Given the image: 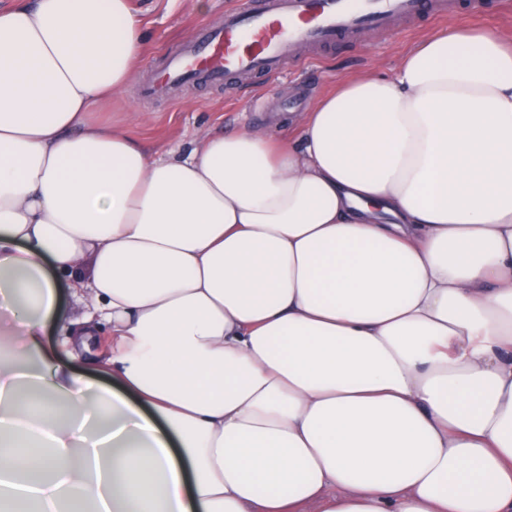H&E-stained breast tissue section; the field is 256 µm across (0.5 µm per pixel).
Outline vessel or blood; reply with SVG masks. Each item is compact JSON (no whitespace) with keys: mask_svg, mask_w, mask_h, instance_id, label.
Returning a JSON list of instances; mask_svg holds the SVG:
<instances>
[{"mask_svg":"<svg viewBox=\"0 0 512 512\" xmlns=\"http://www.w3.org/2000/svg\"><path fill=\"white\" fill-rule=\"evenodd\" d=\"M423 6V0H237L172 53L164 70L142 84L140 95L151 99L196 82L219 85L228 74L275 72L284 60L301 59L303 47L363 29L392 31Z\"/></svg>","mask_w":512,"mask_h":512,"instance_id":"vessel-or-blood-1","label":"vessel or blood"}]
</instances>
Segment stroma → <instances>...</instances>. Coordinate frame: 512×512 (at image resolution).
I'll return each instance as SVG.
<instances>
[{"mask_svg": "<svg viewBox=\"0 0 512 512\" xmlns=\"http://www.w3.org/2000/svg\"><path fill=\"white\" fill-rule=\"evenodd\" d=\"M131 2L143 26V63L100 118L123 126L132 138L160 154L190 147L205 130L220 133L247 127L295 142L301 112L318 96L344 80L393 77L402 56L424 39L473 26L512 39V0H485L487 16L479 20L470 19L459 8V0H428L426 13L412 22H398L395 33L365 30L314 50L302 63L285 62L276 73L232 76L220 87L196 83L145 100L139 95L142 82L162 70L166 57L194 34L197 25L220 19L234 0Z\"/></svg>", "mask_w": 512, "mask_h": 512, "instance_id": "stroma-1", "label": "stroma"}]
</instances>
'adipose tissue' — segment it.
<instances>
[{"label": "adipose tissue", "mask_w": 512, "mask_h": 512, "mask_svg": "<svg viewBox=\"0 0 512 512\" xmlns=\"http://www.w3.org/2000/svg\"><path fill=\"white\" fill-rule=\"evenodd\" d=\"M143 51L130 0L0 10V512H512V45L161 156L97 117ZM61 306L59 316L49 322L46 331V343L48 346H58L60 349L59 354L63 363L69 366L71 369L78 372H87L91 368V364L88 363L84 357L73 358L66 354L65 349L61 347L62 340L67 333L69 322L79 312V305L76 299L72 295L71 290L67 285L61 288Z\"/></svg>", "instance_id": "adipose-tissue-1"}]
</instances>
